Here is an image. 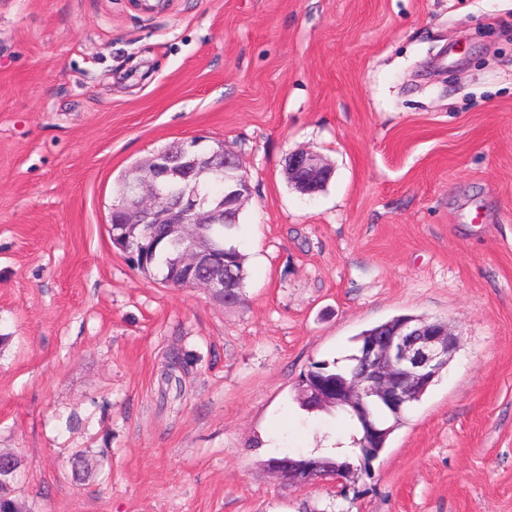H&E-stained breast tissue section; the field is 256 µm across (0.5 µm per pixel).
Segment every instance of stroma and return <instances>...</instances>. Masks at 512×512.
Here are the masks:
<instances>
[{"label": "stroma", "mask_w": 512, "mask_h": 512, "mask_svg": "<svg viewBox=\"0 0 512 512\" xmlns=\"http://www.w3.org/2000/svg\"><path fill=\"white\" fill-rule=\"evenodd\" d=\"M194 138L251 184L238 305L112 245L122 177ZM400 314L450 325L447 367L369 471L282 484L348 430L300 376ZM0 335L26 512H512V0H0ZM288 174L298 184V188L311 193L313 188L330 177V169L312 153L297 151L288 156ZM98 454V455H96ZM100 457H104L100 451L94 452L92 448H85L73 454L71 466L74 478L78 480H87L96 476L102 467Z\"/></svg>", "instance_id": "stroma-1"}]
</instances>
